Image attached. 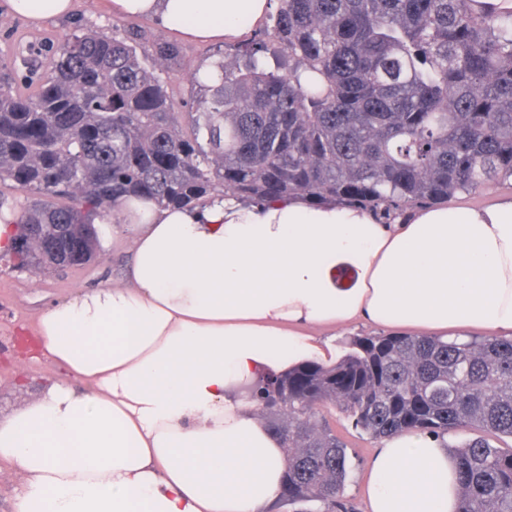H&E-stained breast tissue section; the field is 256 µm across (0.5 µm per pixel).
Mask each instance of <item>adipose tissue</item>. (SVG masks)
Here are the masks:
<instances>
[{"label":"adipose tissue","instance_id":"ef3b65f1","mask_svg":"<svg viewBox=\"0 0 512 512\" xmlns=\"http://www.w3.org/2000/svg\"><path fill=\"white\" fill-rule=\"evenodd\" d=\"M179 37L233 42L271 0H109ZM94 217L126 278L42 313L32 352L71 379L0 416V459L24 476L13 512H267L287 452L247 393L296 362L331 364L330 329L360 323L429 336L512 335V194L437 204L395 223L285 197L160 207L130 197ZM350 267L349 286L336 281ZM442 439H386L367 471L368 512H456Z\"/></svg>","mask_w":512,"mask_h":512}]
</instances>
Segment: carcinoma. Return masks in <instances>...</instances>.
Listing matches in <instances>:
<instances>
[{"instance_id":"carcinoma-1","label":"carcinoma","mask_w":512,"mask_h":512,"mask_svg":"<svg viewBox=\"0 0 512 512\" xmlns=\"http://www.w3.org/2000/svg\"><path fill=\"white\" fill-rule=\"evenodd\" d=\"M272 23L213 64L176 112L137 53L145 32H74L32 83L0 53V184L27 194L17 265L89 261L91 217L143 195L193 206L231 193L406 210L512 179V9L481 0H278ZM176 60L173 42L155 46ZM187 122L191 134L180 133ZM250 398L288 448L278 503L357 512L334 404L375 440L478 436L448 446L457 512H512V339L362 336L333 365L304 361Z\"/></svg>"}]
</instances>
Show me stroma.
<instances>
[{"mask_svg":"<svg viewBox=\"0 0 512 512\" xmlns=\"http://www.w3.org/2000/svg\"><path fill=\"white\" fill-rule=\"evenodd\" d=\"M106 0H74V12L65 19H24L16 16L6 0H0V52L44 60L53 47L77 30L100 31L122 35L135 27L146 31L147 41L138 49L140 57L153 55L156 42L170 40L171 35L156 20L126 19L111 14ZM179 63L157 64L154 74L165 85L175 111H189L198 97L191 73L198 66L219 59L237 61L238 46L234 43H204L181 41ZM128 256L119 250L95 248L88 265L81 268L47 269L28 266L15 267L12 260H0V414L34 399L51 382H66V368L50 358L29 362L26 385L16 382L18 364L12 350L21 329H34L40 315L52 304L67 299L82 286H95L120 281ZM319 411L325 415L333 430L347 443L350 477L344 494L353 499L358 512H367L366 474L369 461L378 448L377 440L358 433L337 406L326 404Z\"/></svg>","mask_w":512,"mask_h":512,"instance_id":"stroma-1","label":"stroma"}]
</instances>
